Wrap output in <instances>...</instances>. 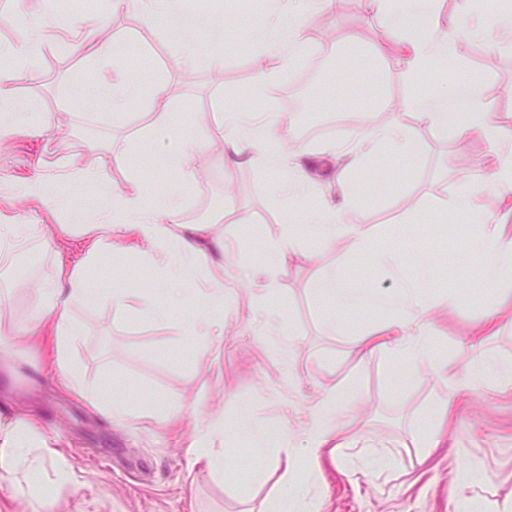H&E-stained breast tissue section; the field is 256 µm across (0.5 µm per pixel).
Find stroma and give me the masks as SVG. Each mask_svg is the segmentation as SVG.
Wrapping results in <instances>:
<instances>
[{
    "label": "stroma",
    "mask_w": 512,
    "mask_h": 512,
    "mask_svg": "<svg viewBox=\"0 0 512 512\" xmlns=\"http://www.w3.org/2000/svg\"><path fill=\"white\" fill-rule=\"evenodd\" d=\"M61 4L0 0V48L19 39L32 15L55 26L54 38L41 47L38 76H23L13 84L17 103H36L52 127L57 113H66L68 121L63 130L53 127L48 141L12 140L0 153V185L37 167L51 176L61 166L73 167L93 156L111 189L124 186L127 171L113 164L104 146L115 138L143 141V126L113 122L110 106L92 91L111 76L112 61L86 63L63 42L70 20L89 14L117 35V59L131 74L144 81L160 72L167 78L173 128L143 142L145 205L158 202L176 180L165 158L179 136L196 139L202 144L196 160L199 179L183 197L182 222L217 225L225 257L261 256L263 243L279 235L285 219L271 198L277 177L249 165H227L208 134L219 104H248L255 90L260 45L253 27L266 8L264 0H187L190 9L201 6L206 15L224 17L219 74L206 54L192 67H177L179 34L162 23H146L135 5L116 10L110 0H90L89 7L65 10ZM355 32L371 44L385 39L378 22L363 11L317 8L307 31L306 57L252 105L254 112L274 114L286 123L305 161L319 162V146H350L360 137L357 121L331 134L310 136L303 129L323 113H354L360 102L371 101L363 67L336 64L345 49L343 36ZM460 53L461 60L443 64L431 86L445 89L465 72H478L488 107L512 126V43L491 31L461 45ZM287 94L300 98V111H284ZM403 124L414 150L399 159L397 170L389 171L383 162L354 176L360 203L347 219L374 228L369 251L346 242L322 243L313 225L301 224L304 252L280 276L268 314L256 315L245 282L225 280V289L234 293V313L224 326L222 346L204 348L186 338V326L203 311L191 285H184L182 299L172 303L167 283L136 254L104 259L93 298L70 305L82 333L67 355L86 385L107 386L111 395L129 403L121 424L63 388L47 351L30 349L22 338L0 344V367L13 378L11 386L0 383V418L33 414L48 443L75 469L71 486L44 487L45 497L57 501L60 512H263L268 500L284 490L275 451L234 443L231 475L189 469L185 450L195 441L198 423L213 413L249 424L284 423L305 448L311 408L329 388L343 409L339 440L365 439L372 450L366 460L354 458L343 467L321 459V488L312 512H455L453 471L460 465L469 469L470 498L484 501L490 512H502L512 502V395L495 386V372H487L483 387L457 397V416L431 456H424L412 439L433 407L452 396L454 383L469 377L473 333L495 316L502 300L512 301V271L491 272L486 261L485 217L500 208L494 189L483 197L484 213L461 218L444 206L464 172L484 156L486 143L475 135L455 139L417 124L408 114ZM101 206L100 189L82 185L69 191L66 205L56 207L51 217L14 206L0 211L18 223L65 224L70 211L92 219ZM379 251L396 252L403 273L414 274L422 263L434 270L423 292L432 306L430 348L441 351L445 370L406 366L384 348L359 360L361 334L394 317L385 300L397 290L399 274L378 262ZM26 252L37 259L27 272H20V259L0 263V326L6 328L33 317V285L53 266L52 253L38 241H31ZM340 252L347 255L348 287L372 289L382 297L381 305L342 308L321 297L317 277ZM117 288L128 294L120 311L112 305ZM448 294L453 303H445ZM158 304L166 305L165 317L150 315ZM333 319L341 328L332 335L324 325ZM202 389L208 400L200 407L194 397ZM172 411L182 416L181 426L163 423Z\"/></svg>",
    "instance_id": "obj_1"
}]
</instances>
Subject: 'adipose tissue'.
I'll use <instances>...</instances> for the list:
<instances>
[{"instance_id":"adipose-tissue-1","label":"adipose tissue","mask_w":512,"mask_h":512,"mask_svg":"<svg viewBox=\"0 0 512 512\" xmlns=\"http://www.w3.org/2000/svg\"><path fill=\"white\" fill-rule=\"evenodd\" d=\"M146 19L162 15L164 23L182 37L179 66L194 65L201 54L194 33L198 18L186 5V0H137ZM437 0H362L363 8L377 16L384 29L394 39L399 55L397 76L411 81L417 74L436 69L440 61L457 57L461 43L483 38L495 30L512 39V8L471 22L473 0H456L459 20L454 31L442 29L433 22ZM314 13V0H272L266 14L256 25L270 56L268 65L260 67L257 76L259 93L276 84L281 72L291 66L308 46L307 26ZM50 27L35 19L19 40L1 54L12 64L0 68V145L15 136L40 137L44 127L37 112L16 103L11 85L20 76L34 73L39 49L48 37ZM114 39L92 16L76 18L71 23L70 52L93 62L111 55ZM96 94L112 105L113 111H125L127 103L140 100L144 108L139 117L144 120L145 132L166 128L169 112L161 100L166 94L164 80H156L152 89L130 77L122 66H114L109 77L99 81ZM375 111L386 113L383 123L366 119L362 139L351 149L326 148L325 156L337 161L336 187L339 199L315 196L320 182L314 169L303 160L304 153L285 136L274 123L261 121L245 109L229 106L214 113L211 142L220 144L227 163H246L279 176L275 199L285 213L306 212L309 223L319 228L321 237L333 243L349 241L352 247L367 246L372 230L364 224H351L346 214L356 208L350 174L371 166L384 157L410 153L413 144L406 136L401 116L412 113L418 123L439 132H453L464 140L479 135L490 147V157L478 162L468 173L461 190L448 199L452 212L477 213L482 208L481 189L486 179H493L502 210L488 216L485 235L489 241V264L497 269H512V127L504 126L495 113L485 105L484 88L478 84L452 85L441 94H427L406 99L394 105L380 98ZM199 144L183 139L178 149L170 153L167 163L178 178L167 197L153 206L142 203L145 188L138 175H130L119 190L103 187L104 204L94 221L82 225L83 251L79 259L65 260L57 256L48 277L36 283V314L23 328V337L50 339L55 348V363L64 387L80 391L95 408L113 422H122L128 408L119 401H108L106 392L98 387L84 386L78 370L70 363L67 346L79 335L80 328L70 314L72 299L88 298L92 292L89 269L103 252L124 248L155 265L161 266L174 283L193 279L198 299L208 310L191 330L192 338L201 344H213L224 339V266L212 263L201 240L206 236L202 225H186L180 221L181 199L186 189L198 178L196 155ZM97 161L68 169L53 179L36 172L15 178L9 185L10 201L24 202L30 209L44 208L52 190L60 186H77L86 182L101 184ZM41 238L51 245L54 237L49 224H18L0 220V259L24 250L32 238ZM301 246L294 222H286L279 236L264 243L266 253L275 257L274 263L239 260L237 266L246 273L253 292L256 312L267 310V299L288 266V260ZM390 304L398 312L394 321L369 330L358 340L362 351L383 347L407 357L415 366L433 364L428 350L427 328L430 306L415 285H404ZM340 422L335 390H326L316 403L310 424L311 447L297 448L296 439L287 427L272 429L264 425L247 428L246 435L253 445L260 446L275 440L284 451V464L305 459L310 482L308 486L291 485L286 493L271 499L265 512H306L305 504L311 491L317 489L319 458L335 436ZM231 436L223 418L205 419L195 444L186 449L189 466L203 465L211 473H224V445ZM25 470L31 476L50 475L54 484H71L73 469L68 460L51 448L34 418L17 420L0 426V471L11 473Z\"/></svg>"}]
</instances>
